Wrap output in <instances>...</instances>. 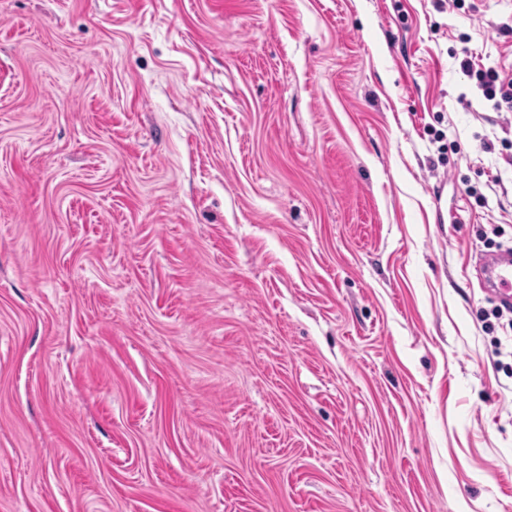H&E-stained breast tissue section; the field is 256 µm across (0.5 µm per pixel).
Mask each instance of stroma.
Returning <instances> with one entry per match:
<instances>
[{
  "mask_svg": "<svg viewBox=\"0 0 512 512\" xmlns=\"http://www.w3.org/2000/svg\"><path fill=\"white\" fill-rule=\"evenodd\" d=\"M489 68L512 0H0V512H512ZM476 269L481 284H491L503 307L512 308V251L501 249L481 255Z\"/></svg>",
  "mask_w": 512,
  "mask_h": 512,
  "instance_id": "1",
  "label": "stroma"
}]
</instances>
